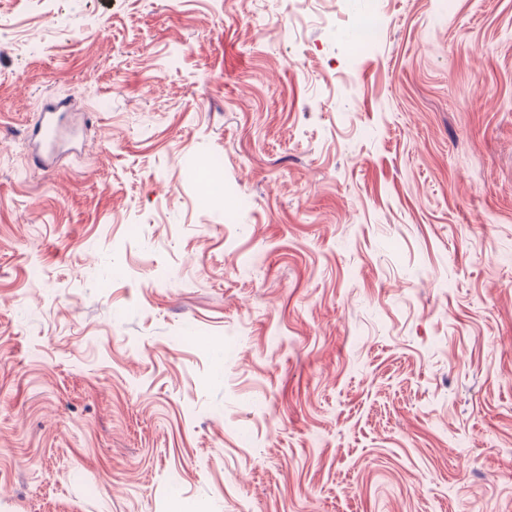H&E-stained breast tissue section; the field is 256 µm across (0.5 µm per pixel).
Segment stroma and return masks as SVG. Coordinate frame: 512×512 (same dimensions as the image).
Segmentation results:
<instances>
[{
  "label": "stroma",
  "mask_w": 512,
  "mask_h": 512,
  "mask_svg": "<svg viewBox=\"0 0 512 512\" xmlns=\"http://www.w3.org/2000/svg\"><path fill=\"white\" fill-rule=\"evenodd\" d=\"M0 512H512V0H0ZM68 110V104L64 101H49L43 104L40 122L29 134L31 157L35 164L44 166L46 159L58 152L63 114Z\"/></svg>",
  "instance_id": "35a3bbf8"
}]
</instances>
